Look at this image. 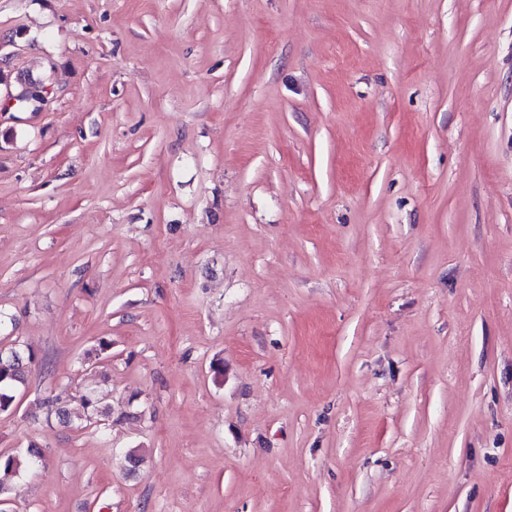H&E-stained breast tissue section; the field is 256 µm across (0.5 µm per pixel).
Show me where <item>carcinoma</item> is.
<instances>
[{"label":"carcinoma","instance_id":"obj_1","mask_svg":"<svg viewBox=\"0 0 512 512\" xmlns=\"http://www.w3.org/2000/svg\"><path fill=\"white\" fill-rule=\"evenodd\" d=\"M13 321L12 315L0 310V415L11 414L17 409L16 395L25 384L31 367L37 364V356L29 346L6 335ZM79 406L89 421L110 417V409L94 395L82 396ZM43 458V452L35 444L28 446L22 460L14 454L0 453V502L13 490L21 476V466H26L29 472L36 470L43 464Z\"/></svg>","mask_w":512,"mask_h":512}]
</instances>
